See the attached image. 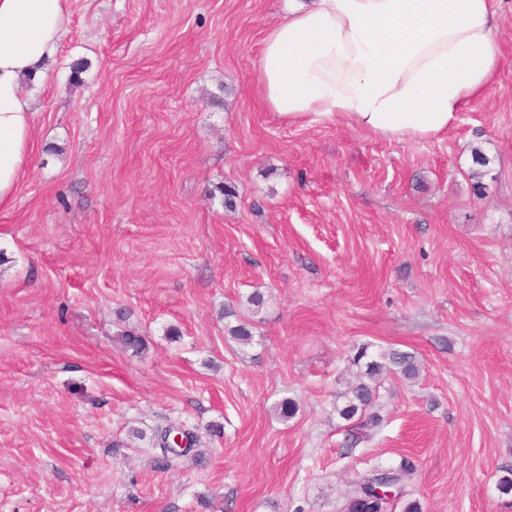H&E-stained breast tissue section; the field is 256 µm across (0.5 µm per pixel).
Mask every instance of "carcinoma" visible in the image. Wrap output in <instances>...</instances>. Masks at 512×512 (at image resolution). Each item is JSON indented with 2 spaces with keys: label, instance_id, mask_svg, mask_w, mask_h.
Here are the masks:
<instances>
[{
  "label": "carcinoma",
  "instance_id": "cac0c4a2",
  "mask_svg": "<svg viewBox=\"0 0 512 512\" xmlns=\"http://www.w3.org/2000/svg\"><path fill=\"white\" fill-rule=\"evenodd\" d=\"M367 357V350L361 348L352 358V363L356 366L365 365V369L358 373L356 381L349 384L346 390L339 394V399L343 401V406L338 409L339 415L350 420L359 417L360 426L368 428L374 426L379 421L377 413L373 412V407L379 398L378 376L386 365L393 366V369L399 371L405 378L413 379L420 371V365L410 353L392 350L383 356L387 363L374 360L364 361ZM174 426L168 425L159 428L153 435V447L157 453L153 457L154 466L159 471H166L171 468L173 461L179 457H184L193 451L197 437L194 432L184 428L183 436L188 440V448L184 451L178 449V446L169 442V437ZM391 500L378 495L371 484V476H364L348 483L347 490L343 495L341 512H387Z\"/></svg>",
  "mask_w": 512,
  "mask_h": 512
}]
</instances>
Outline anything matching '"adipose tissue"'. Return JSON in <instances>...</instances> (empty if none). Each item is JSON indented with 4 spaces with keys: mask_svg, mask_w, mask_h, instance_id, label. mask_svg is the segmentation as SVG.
Returning a JSON list of instances; mask_svg holds the SVG:
<instances>
[{
    "mask_svg": "<svg viewBox=\"0 0 512 512\" xmlns=\"http://www.w3.org/2000/svg\"><path fill=\"white\" fill-rule=\"evenodd\" d=\"M67 0H0V208L31 151L34 90L57 57ZM494 0H288L258 57L280 116L343 119L388 139L428 140L494 81Z\"/></svg>",
    "mask_w": 512,
    "mask_h": 512,
    "instance_id": "adipose-tissue-1",
    "label": "adipose tissue"
}]
</instances>
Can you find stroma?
<instances>
[{"label": "stroma", "instance_id": "obj_1", "mask_svg": "<svg viewBox=\"0 0 512 512\" xmlns=\"http://www.w3.org/2000/svg\"><path fill=\"white\" fill-rule=\"evenodd\" d=\"M285 4L68 0L0 210V512H337L405 460L423 512H512V0L493 85L401 142L267 106ZM361 346L421 371L383 373L351 446ZM170 423L205 465L153 469ZM382 359L387 360L389 365L393 366V370H399L407 379H413L419 374L420 365L410 353L392 350L384 354Z\"/></svg>", "mask_w": 512, "mask_h": 512}]
</instances>
